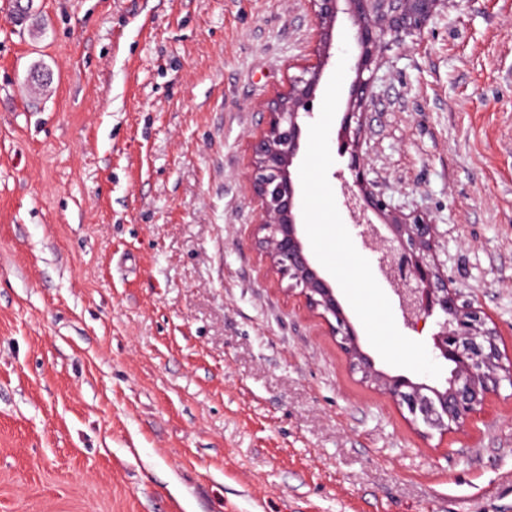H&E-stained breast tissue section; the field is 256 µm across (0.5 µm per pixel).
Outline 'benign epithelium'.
Instances as JSON below:
<instances>
[{
  "instance_id": "benign-epithelium-1",
  "label": "benign epithelium",
  "mask_w": 512,
  "mask_h": 512,
  "mask_svg": "<svg viewBox=\"0 0 512 512\" xmlns=\"http://www.w3.org/2000/svg\"><path fill=\"white\" fill-rule=\"evenodd\" d=\"M441 2L309 0L320 27L317 57L289 80L287 91L268 101L266 129L250 142L248 174L259 211L252 245L265 258L269 272L279 281L288 280V291H298L306 306L324 322L350 370L391 397L426 436L464 426L488 397L499 391L502 382L512 386V362L503 363L488 314L475 300H464L460 292L448 287V277L436 262V225L425 214L396 212L383 194L374 191L360 150L364 108L372 83L364 73L405 36L424 32ZM340 13L349 16L360 50L344 118L350 141L341 151L349 153L351 178L339 175L343 205L363 247L373 255L379 274L396 296L404 326L417 331L428 319L436 318L434 352L453 365L441 387L377 368L336 287L309 254L298 222L290 167L301 149V119L312 114L310 106L331 58ZM371 213L380 223L369 218Z\"/></svg>"
}]
</instances>
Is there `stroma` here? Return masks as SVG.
<instances>
[{
	"label": "stroma",
	"mask_w": 512,
	"mask_h": 512,
	"mask_svg": "<svg viewBox=\"0 0 512 512\" xmlns=\"http://www.w3.org/2000/svg\"><path fill=\"white\" fill-rule=\"evenodd\" d=\"M317 40L308 0H0V512H512V387L422 439L250 245ZM362 153L512 355V0L380 57Z\"/></svg>",
	"instance_id": "35a3bbf8"
}]
</instances>
